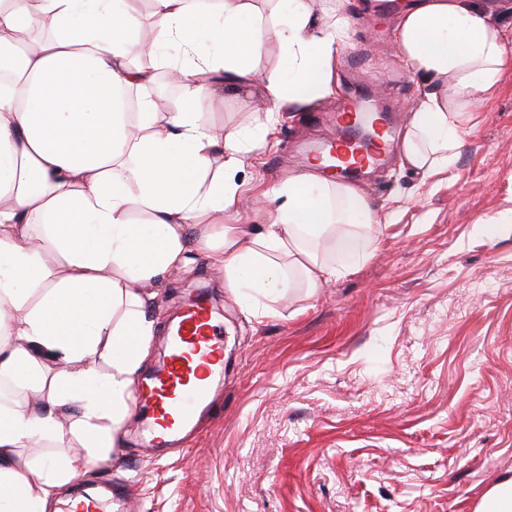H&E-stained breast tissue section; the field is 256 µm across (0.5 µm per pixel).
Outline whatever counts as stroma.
<instances>
[{"label":"stroma","mask_w":512,"mask_h":512,"mask_svg":"<svg viewBox=\"0 0 512 512\" xmlns=\"http://www.w3.org/2000/svg\"><path fill=\"white\" fill-rule=\"evenodd\" d=\"M367 0H307L331 22L356 15L337 63L343 84L368 82L405 113L426 86L405 66L395 11ZM336 97L282 112L274 144L248 156L245 177L269 184L303 171L308 140L329 137ZM258 87L225 89L198 108L215 129H257ZM379 223L354 253H324L329 285L272 300L247 317L204 251L168 277L146 308L158 322L144 373L163 351L171 315L205 290L224 326V380L184 449L146 451L143 412L125 446L94 460L70 496L112 484V512H474L512 478V75L477 102L456 159L421 182L399 154L358 182Z\"/></svg>","instance_id":"35a3bbf8"}]
</instances>
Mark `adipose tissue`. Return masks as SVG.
I'll return each instance as SVG.
<instances>
[{
    "mask_svg": "<svg viewBox=\"0 0 512 512\" xmlns=\"http://www.w3.org/2000/svg\"><path fill=\"white\" fill-rule=\"evenodd\" d=\"M151 2L157 28L184 58L183 102L166 114L145 94L155 73L138 60L155 57L157 45L140 37L134 0H0V47L34 26L53 33L17 44L8 78L0 77V326L11 339L0 345V377L43 393L26 412L0 401V512H47L92 457L120 448L156 331L142 287L186 267L190 242L259 318L251 293L281 296L338 277L321 257L337 246V227L377 232L373 220L355 221L369 209L361 187H320L310 173L266 190L275 205L267 226L207 221L237 208L249 147L242 129L201 123L197 107L223 86L260 79L267 132L283 108L333 94L332 66L352 40L347 15L326 28L305 0H288L264 25L257 0ZM211 7L223 21L204 51L193 30ZM395 33L403 62L430 84L401 140L404 164L425 182L454 163L477 93L496 91L512 69V44L475 0H417ZM271 42L293 79L276 69L257 74ZM111 89L128 107L109 100ZM139 210L147 218L133 222ZM36 219L38 237L30 233ZM49 248L57 263L46 262ZM64 437L78 451L37 465L26 453Z\"/></svg>",
    "mask_w": 512,
    "mask_h": 512,
    "instance_id": "adipose-tissue-1",
    "label": "adipose tissue"
}]
</instances>
